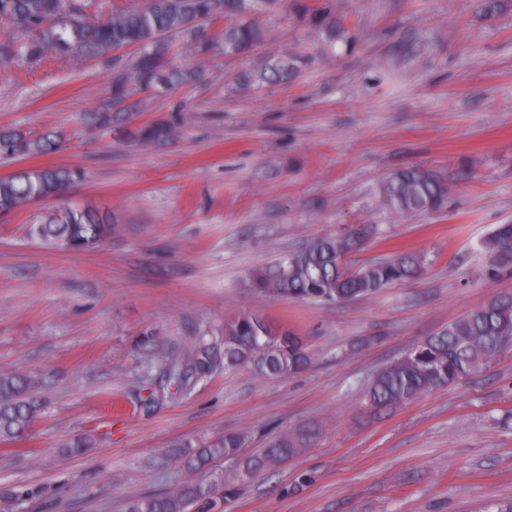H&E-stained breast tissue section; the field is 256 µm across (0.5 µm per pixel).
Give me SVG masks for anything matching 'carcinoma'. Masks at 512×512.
<instances>
[{
  "label": "carcinoma",
  "mask_w": 512,
  "mask_h": 512,
  "mask_svg": "<svg viewBox=\"0 0 512 512\" xmlns=\"http://www.w3.org/2000/svg\"><path fill=\"white\" fill-rule=\"evenodd\" d=\"M278 0H144L141 7L116 5L96 9L92 0H0V22L13 34L0 41V63L22 61L38 65L51 52L75 64L129 48V56L112 58V107L91 113L89 132L109 129L138 109L135 95L158 87H177L201 79V62L220 48L231 58L256 50L265 24ZM223 25H217V22ZM186 52L200 61L194 68L177 58ZM295 60L282 48L258 56L254 66L228 86L230 93L273 88L290 80ZM187 116L177 113L165 123H148L127 133L139 145L172 140ZM64 140L55 133L27 136L0 129V159L57 152ZM79 172L68 167L26 169L0 178V214L20 210L34 201L60 200ZM453 186L434 172L406 167L380 184L376 202L395 215L443 210ZM32 238L68 251L92 248L112 234L108 216L88 207L63 205L29 227ZM361 245L350 236L324 235L276 262L251 270L245 287L261 298L338 303L370 295L416 277L422 257L399 253L381 260L354 264ZM487 274L512 271V224H500L483 243ZM273 324L255 314L224 321L221 342L200 337L181 358L161 355L162 367L179 388L189 390L220 369L247 367L263 378H284L307 368L309 352L288 331L272 334ZM512 344V295H496L485 304L425 338L384 366L367 391L372 409L401 405L424 393L450 386L480 373ZM37 380L28 374L0 371V442L23 436L40 409ZM319 435L314 426H301L270 437L251 454L243 452L247 437L226 433L207 442H175L171 461L191 472H206L218 460L233 461L250 479L297 455ZM237 493L236 481L194 479L175 490L144 494L130 500L126 512H224V503Z\"/></svg>",
  "instance_id": "obj_1"
}]
</instances>
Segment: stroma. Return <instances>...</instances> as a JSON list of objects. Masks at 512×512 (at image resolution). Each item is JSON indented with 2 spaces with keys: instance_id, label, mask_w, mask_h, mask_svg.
Instances as JSON below:
<instances>
[{
  "instance_id": "stroma-1",
  "label": "stroma",
  "mask_w": 512,
  "mask_h": 512,
  "mask_svg": "<svg viewBox=\"0 0 512 512\" xmlns=\"http://www.w3.org/2000/svg\"><path fill=\"white\" fill-rule=\"evenodd\" d=\"M280 0L261 52L288 46L296 76L226 95L250 57L212 56L204 77L142 93L135 125L175 110L178 138L140 146L117 130L87 133L108 103L109 64H0V127L60 131L62 150L0 161V177L68 166L75 206L112 217L106 242L47 247L27 228L52 208L0 215V370L43 382L44 407L0 443V512H125L127 501L191 480L170 462L177 440L248 435L247 451L302 425L317 442L240 484L224 512H496L512 501V347L481 373L380 412L376 373L481 306L512 294L488 277L480 244L512 223V0ZM331 4L349 43L302 14ZM416 165L453 185L445 211L396 217L374 201L393 170ZM369 232L358 259L403 250L415 279L347 302L267 301L244 286L254 267L325 234ZM251 313L288 328L305 370L262 379L220 371L175 391L158 355H184ZM160 393L141 408L137 393ZM86 436L77 457L64 444ZM25 485L19 506L5 495Z\"/></svg>"
}]
</instances>
